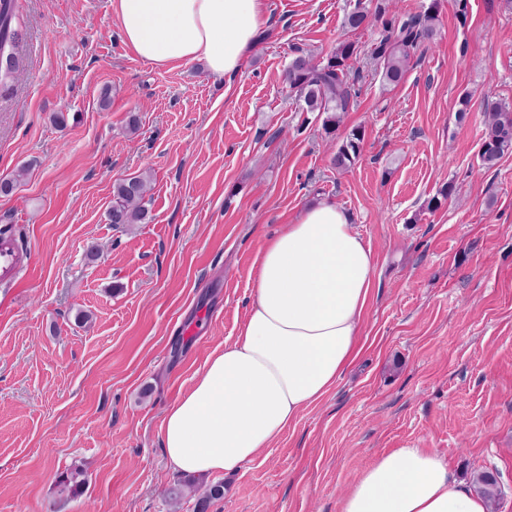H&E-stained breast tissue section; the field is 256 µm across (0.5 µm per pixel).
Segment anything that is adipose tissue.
Returning <instances> with one entry per match:
<instances>
[{"instance_id": "obj_1", "label": "adipose tissue", "mask_w": 512, "mask_h": 512, "mask_svg": "<svg viewBox=\"0 0 512 512\" xmlns=\"http://www.w3.org/2000/svg\"><path fill=\"white\" fill-rule=\"evenodd\" d=\"M125 44L165 68L203 63L238 73L266 22V0H113ZM374 255L351 215L324 199L264 239L252 299L236 339L211 355L166 410L161 441L174 470L229 475L277 441L361 353ZM340 512H491L424 448L377 456L352 482Z\"/></svg>"}]
</instances>
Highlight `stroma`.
Instances as JSON below:
<instances>
[{"label":"stroma","instance_id":"1","mask_svg":"<svg viewBox=\"0 0 512 512\" xmlns=\"http://www.w3.org/2000/svg\"><path fill=\"white\" fill-rule=\"evenodd\" d=\"M112 2L18 0L0 180L29 172L0 194V230L22 250L0 282V512H168L181 476L165 411L235 340L263 238L324 198L373 250L362 354L253 462L198 477L224 484L207 512H340L346 485L399 448L430 449L468 483L493 473V512H512V152L479 166L482 99L512 104V0H468L463 21L440 0L395 87L369 59L379 28L343 26L355 0H268L243 71L220 81L139 59ZM345 38L362 53L339 131L364 141L339 170L283 73ZM140 174L145 219L113 226V184ZM74 467L70 497L57 478Z\"/></svg>","mask_w":512,"mask_h":512}]
</instances>
